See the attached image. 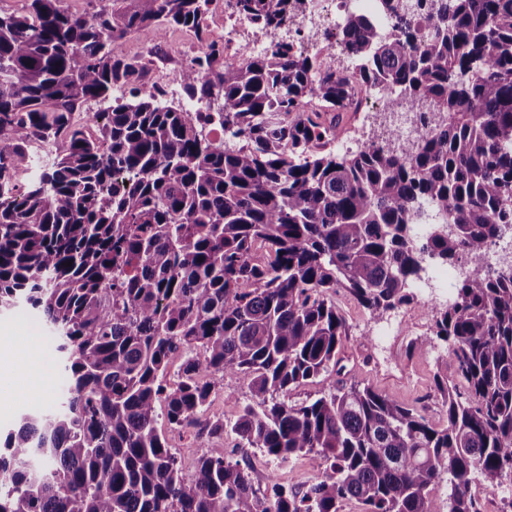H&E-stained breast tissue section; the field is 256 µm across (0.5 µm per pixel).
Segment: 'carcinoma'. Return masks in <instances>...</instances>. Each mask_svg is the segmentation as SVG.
Segmentation results:
<instances>
[{
  "label": "carcinoma",
  "instance_id": "carcinoma-1",
  "mask_svg": "<svg viewBox=\"0 0 512 512\" xmlns=\"http://www.w3.org/2000/svg\"><path fill=\"white\" fill-rule=\"evenodd\" d=\"M210 2L77 14L27 0L0 15V311L38 313L68 379L59 410L6 435L0 512H342L353 499L363 512H480L473 474L490 491L512 480V266L484 252L512 228V0L349 10L336 45L351 71L327 46L312 57L287 40L216 68L212 41L177 78L192 98L220 97L219 111L163 107L112 45L166 24L201 38ZM227 7L298 33L306 0ZM118 85L131 99L90 113L96 134L74 123ZM358 87L409 113L417 135L327 149ZM36 142L55 157L20 187ZM425 205L439 223L419 240ZM428 261L470 265L452 302L430 308L458 378L437 377L443 422L357 385L280 399L336 367L337 289L380 316L414 300ZM226 374L258 402L196 436L231 433L275 464L312 456L325 469L305 492L202 448L184 474L163 427L199 420Z\"/></svg>",
  "mask_w": 512,
  "mask_h": 512
}]
</instances>
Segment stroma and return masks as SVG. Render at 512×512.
Segmentation results:
<instances>
[{
	"mask_svg": "<svg viewBox=\"0 0 512 512\" xmlns=\"http://www.w3.org/2000/svg\"><path fill=\"white\" fill-rule=\"evenodd\" d=\"M374 119L375 111L371 108L344 113L342 130L332 145L334 152L344 155L359 150L375 129ZM425 299V294L420 293L412 303L374 316L349 293L337 292L333 300L348 328L339 353L341 368L292 387L284 396L285 402H311L331 386L355 384L371 387L402 404L425 409L432 420H441L444 406L436 376L446 369L447 344L433 334V321L424 306ZM0 335L24 337L33 342L37 373L47 386L44 396L30 403L24 392L15 389L13 378L0 379V432H4L33 409H54L63 395L65 381L55 361V338L29 307L20 305L0 313ZM251 400L247 384L228 376L214 388L206 414L230 421Z\"/></svg>",
	"mask_w": 512,
	"mask_h": 512,
	"instance_id": "1",
	"label": "stroma"
}]
</instances>
